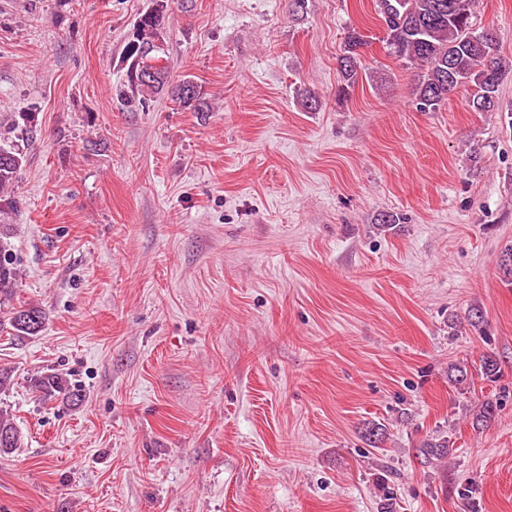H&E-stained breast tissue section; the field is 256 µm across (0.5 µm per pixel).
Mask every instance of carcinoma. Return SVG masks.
Wrapping results in <instances>:
<instances>
[{
  "label": "carcinoma",
  "instance_id": "obj_1",
  "mask_svg": "<svg viewBox=\"0 0 512 512\" xmlns=\"http://www.w3.org/2000/svg\"><path fill=\"white\" fill-rule=\"evenodd\" d=\"M476 0H400L392 6L378 0V13L385 26V42L388 54L406 65L420 69L418 80L412 89L415 108L420 112L439 109L448 95L463 89L469 92L468 102L475 112L499 110V87L512 73V66L499 55V37L495 29L477 25ZM166 0H153L152 7L136 22L132 38L126 45V57L130 66L144 64L156 70L157 77L148 81H135L127 76V82L117 89L123 105L133 110L147 104L155 96H170V68L162 39L163 13ZM366 45L364 36L354 28L347 32L344 52L338 59L341 77V93L354 87L362 75L361 49ZM192 98H172L181 108L192 112L209 111L202 86L195 85ZM16 127L0 131V223L21 209V199L14 187L25 163V155L14 144ZM502 282L512 285V245L504 247L498 260ZM17 283V268L11 244L0 235V305L10 301ZM43 311L34 305L12 307L8 311V324L17 333L35 335L43 327ZM501 373L499 359L493 355L482 357L479 368L471 372L464 363L450 367V380L458 387H468L473 377L490 382ZM33 387L46 400H61L77 404L82 401L79 389L69 384L59 373L41 374L33 379ZM501 407L500 399L487 398L471 413V425L475 429L488 426ZM372 448H378L386 438V427L373 423L362 431ZM0 453L20 447L21 433L10 418L0 410ZM452 445L443 434L430 435L418 446L420 460H443L451 452Z\"/></svg>",
  "mask_w": 512,
  "mask_h": 512
}]
</instances>
